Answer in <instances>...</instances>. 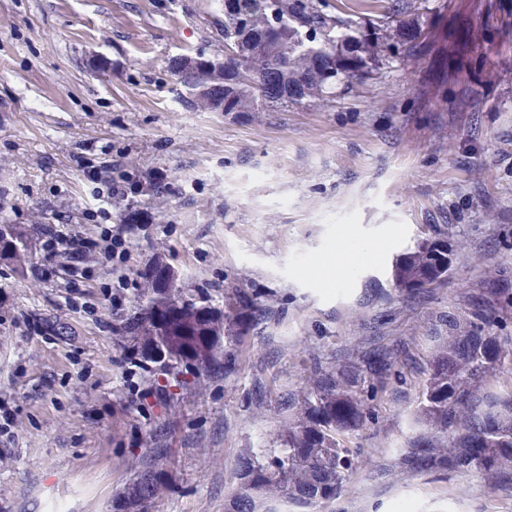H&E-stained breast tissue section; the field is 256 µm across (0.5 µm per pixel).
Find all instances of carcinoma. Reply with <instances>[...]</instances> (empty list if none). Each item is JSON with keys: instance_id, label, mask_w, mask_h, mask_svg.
I'll return each mask as SVG.
<instances>
[{"instance_id": "obj_1", "label": "carcinoma", "mask_w": 512, "mask_h": 512, "mask_svg": "<svg viewBox=\"0 0 512 512\" xmlns=\"http://www.w3.org/2000/svg\"><path fill=\"white\" fill-rule=\"evenodd\" d=\"M278 17L268 28L267 2ZM325 0H224V46L234 56H181L172 70L199 112H270L288 105L328 107L336 90L398 61L416 63L405 52L388 56L384 26L407 28L404 5L365 30L325 11ZM0 254L25 262L22 234L0 225ZM453 249L446 240L422 245L396 264V285L409 298L448 276ZM145 304L121 327L123 359L145 378L158 374L181 387L224 362L235 370L236 351L261 315L254 294L232 289L217 308L206 294L184 296L175 275L157 263L143 273ZM512 315V287L491 284L471 297L468 311L448 316V343L437 344L428 361V379L419 421L448 435V443H420L408 462L424 471H474L496 483L512 481V396L492 397L486 384L512 364V336L503 335ZM400 379L397 354L374 347L356 361L311 366L296 416L278 435V450L243 459L235 473L238 493L225 512H253L257 495H283L300 507L336 497L354 466L346 439L375 422L376 405ZM166 474L146 467L127 488L117 512H148L166 488Z\"/></svg>"}]
</instances>
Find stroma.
Instances as JSON below:
<instances>
[{"mask_svg":"<svg viewBox=\"0 0 512 512\" xmlns=\"http://www.w3.org/2000/svg\"><path fill=\"white\" fill-rule=\"evenodd\" d=\"M415 68L392 65L331 107L197 112L173 58L224 54V0H0V225L25 234L23 272L0 260V512H113L146 465L172 488L151 512H224L247 455L274 448L314 362L403 346L400 383L348 439L356 464L336 498L303 509L281 496L255 512H512V483L426 472L405 459L441 435L417 419L433 337L488 283L512 284V0H408ZM103 178L139 186L84 219ZM144 214L123 272L93 287L36 273L39 229L97 234ZM454 248L423 298L396 288V262L426 241ZM385 243L354 275L324 269L339 248ZM174 271L186 297L257 296L264 311L233 373L175 397L148 395L122 359L121 319L141 273ZM121 305L110 301L119 274ZM165 422L155 459L151 423Z\"/></svg>","mask_w":512,"mask_h":512,"instance_id":"stroma-1","label":"stroma"}]
</instances>
